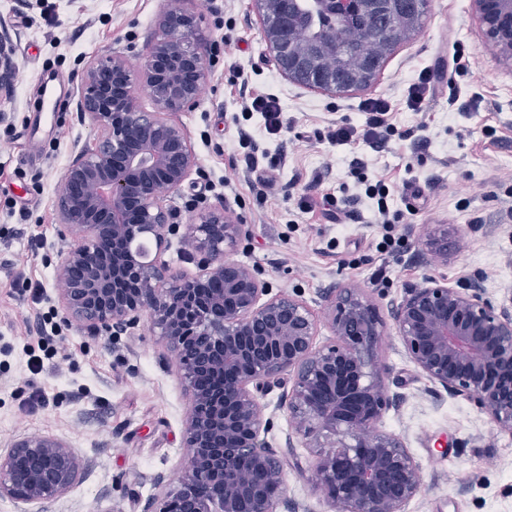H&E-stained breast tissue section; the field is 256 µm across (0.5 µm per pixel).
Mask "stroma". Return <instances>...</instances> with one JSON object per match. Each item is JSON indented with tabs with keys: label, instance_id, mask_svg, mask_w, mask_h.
<instances>
[{
	"label": "stroma",
	"instance_id": "35a3bbf8",
	"mask_svg": "<svg viewBox=\"0 0 512 512\" xmlns=\"http://www.w3.org/2000/svg\"><path fill=\"white\" fill-rule=\"evenodd\" d=\"M169 0H0V27L14 42L15 89L0 99V446L31 435L74 448L81 475L47 512H139L157 477L177 481L189 400L176 359L148 321L134 337H94L70 322L55 278L61 246L54 188L74 145L95 130L78 121L79 74L90 56L123 52L132 66L157 31ZM211 48L198 106L174 121L189 131L197 165L168 204L180 226L222 206L251 230L231 252L273 292L300 296L322 312L320 294L336 285L363 289L387 312L425 278L449 286L480 282L494 302L512 297V67L484 45L471 0H429L422 25L387 58L371 87L344 96L289 81L269 62L256 0H186ZM470 51L461 99L437 86L422 111L407 89L424 68ZM271 94L283 109L280 131L247 113L246 93ZM388 99L383 148L326 138L340 123L362 124L367 98ZM43 140L28 145L31 130ZM361 161L389 189L393 224L383 223L352 173ZM342 202V222L325 201ZM440 224L460 238L438 261L421 247ZM43 361L27 368L26 349ZM377 366L397 407L385 431L401 436L420 465L423 488L405 512H512V437L497 433L470 402L436 389L407 357L393 325ZM312 451L284 454L291 500L330 512L314 487Z\"/></svg>",
	"mask_w": 512,
	"mask_h": 512
}]
</instances>
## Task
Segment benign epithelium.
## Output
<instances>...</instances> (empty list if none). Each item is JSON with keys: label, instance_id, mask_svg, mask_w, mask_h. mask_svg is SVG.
<instances>
[{"label": "benign epithelium", "instance_id": "benign-epithelium-1", "mask_svg": "<svg viewBox=\"0 0 512 512\" xmlns=\"http://www.w3.org/2000/svg\"><path fill=\"white\" fill-rule=\"evenodd\" d=\"M471 2L484 41L512 64V0ZM257 3L277 70L336 96L377 80L388 55L419 29L427 0H308V17L336 18L333 36L302 30L301 15L283 14L280 0ZM354 15L366 25L354 27ZM208 72L198 16L180 8L164 11L138 68L120 51L92 58L81 73L77 111L96 138L73 150L54 189L63 227L55 277L67 317L95 336L118 337L135 335L148 313L190 396L179 482L156 479L158 492L140 512H300L288 500L283 455L268 440L273 421L262 400L275 388L303 447L315 449L312 468L333 512H404L423 477L403 439L380 429L399 398L375 361L384 321L369 297L357 288L324 289L333 339L316 345L318 318L304 300L271 294L253 269L228 258L249 230L223 207L203 212L183 236L197 275L159 260L179 228L164 193L179 191L196 165L189 133L170 115L197 106ZM15 74L12 39L1 30L0 95L12 92ZM142 88L151 111L140 104ZM459 232L441 224L422 249L446 259L448 237ZM69 233L80 238L71 243ZM139 241L155 252L143 255ZM202 282L219 288L203 297ZM389 316L420 373L512 435L511 304L492 302L479 284L454 288L430 277L406 289ZM202 378L220 385L203 387ZM78 469L76 453L62 442L17 440L0 450V498L45 512ZM251 471L259 478L250 479ZM215 476L223 480L220 495L206 491Z\"/></svg>", "mask_w": 512, "mask_h": 512}]
</instances>
